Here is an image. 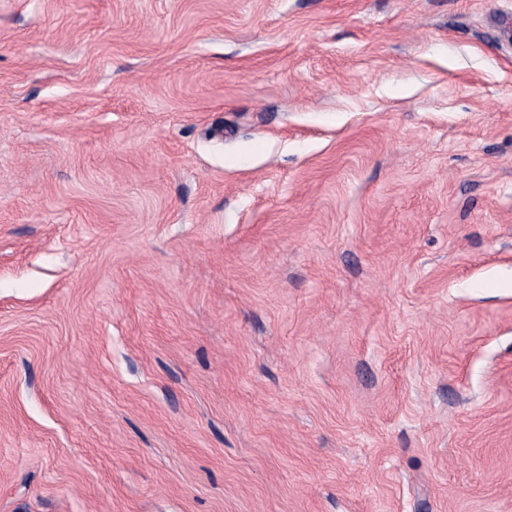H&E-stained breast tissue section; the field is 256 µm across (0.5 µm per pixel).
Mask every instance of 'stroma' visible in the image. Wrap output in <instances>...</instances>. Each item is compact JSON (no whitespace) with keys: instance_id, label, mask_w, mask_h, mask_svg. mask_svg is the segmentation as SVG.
<instances>
[{"instance_id":"1","label":"stroma","mask_w":512,"mask_h":512,"mask_svg":"<svg viewBox=\"0 0 512 512\" xmlns=\"http://www.w3.org/2000/svg\"><path fill=\"white\" fill-rule=\"evenodd\" d=\"M0 512H512V0H0Z\"/></svg>"}]
</instances>
